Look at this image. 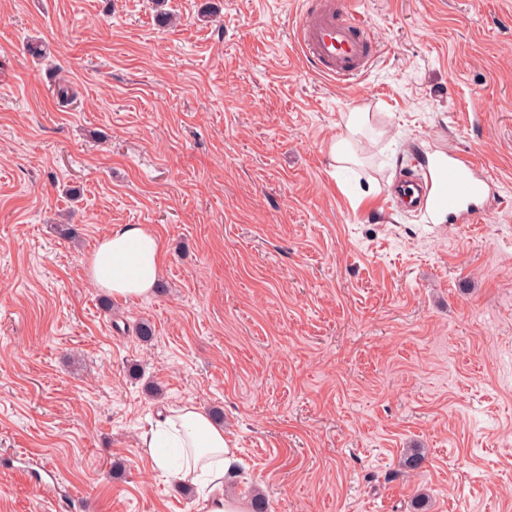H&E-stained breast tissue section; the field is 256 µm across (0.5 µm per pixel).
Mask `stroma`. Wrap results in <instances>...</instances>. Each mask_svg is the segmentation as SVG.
I'll list each match as a JSON object with an SVG mask.
<instances>
[{"label": "stroma", "instance_id": "stroma-1", "mask_svg": "<svg viewBox=\"0 0 512 512\" xmlns=\"http://www.w3.org/2000/svg\"><path fill=\"white\" fill-rule=\"evenodd\" d=\"M302 6L0 0V512H205L139 446L173 405L267 512H512V0H359L350 86ZM451 149L500 186L481 223L393 202ZM118 224L165 245L150 297L86 277ZM292 31L304 61L337 84L357 80L375 61L378 48L354 0H306ZM368 117V113L365 112H351L348 114L345 123V136L333 142L329 149L330 158L335 164L351 161L352 156L348 150V137L352 134H356L364 125H366Z\"/></svg>", "mask_w": 512, "mask_h": 512}]
</instances>
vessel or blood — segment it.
I'll use <instances>...</instances> for the list:
<instances>
[{"label": "vessel or blood", "instance_id": "b4317fda", "mask_svg": "<svg viewBox=\"0 0 512 512\" xmlns=\"http://www.w3.org/2000/svg\"><path fill=\"white\" fill-rule=\"evenodd\" d=\"M292 31L304 61L325 78L344 85L357 80L375 61L378 48L356 0H306ZM426 180L399 194L402 208L419 207L451 224H474L494 183L474 156L457 150L425 163Z\"/></svg>", "mask_w": 512, "mask_h": 512}]
</instances>
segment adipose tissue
Returning <instances> with one entry per match:
<instances>
[{"mask_svg": "<svg viewBox=\"0 0 512 512\" xmlns=\"http://www.w3.org/2000/svg\"><path fill=\"white\" fill-rule=\"evenodd\" d=\"M164 257L162 240L140 224H120L103 235L87 263L92 285L112 296L140 299L152 294ZM140 446L161 469H171L179 482L201 486L206 512H246L243 501L224 494V478L234 463V453L224 429L193 406L176 408L156 428L140 437ZM181 449L180 463L167 451Z\"/></svg>", "mask_w": 512, "mask_h": 512, "instance_id": "ef3b65f1", "label": "adipose tissue"}]
</instances>
